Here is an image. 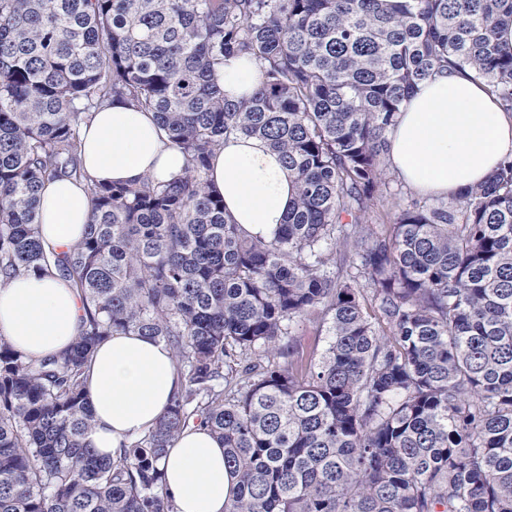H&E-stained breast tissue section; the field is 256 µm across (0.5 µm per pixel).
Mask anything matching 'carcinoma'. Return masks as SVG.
I'll use <instances>...</instances> for the list:
<instances>
[{"instance_id":"carcinoma-1","label":"carcinoma","mask_w":512,"mask_h":512,"mask_svg":"<svg viewBox=\"0 0 512 512\" xmlns=\"http://www.w3.org/2000/svg\"><path fill=\"white\" fill-rule=\"evenodd\" d=\"M509 25L512 0H0V281L52 272L85 308L58 356L0 338V512H176L158 463L191 424L224 444L225 512H512V159L369 229L421 82L466 67L512 112ZM230 57L260 64L238 99ZM114 101L184 169L89 183L83 239L47 249L40 189L87 178L81 128ZM233 135L297 184L269 240L209 186ZM115 333L169 347L180 386L110 459L84 442L85 370ZM291 335L297 337L309 350L317 346L318 353L322 352L327 344V334L324 328L317 324L302 320L292 324ZM318 336L319 341H318ZM316 338V341H315Z\"/></svg>"}]
</instances>
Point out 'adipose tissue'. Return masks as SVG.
<instances>
[{
    "label": "adipose tissue",
    "instance_id": "1",
    "mask_svg": "<svg viewBox=\"0 0 512 512\" xmlns=\"http://www.w3.org/2000/svg\"><path fill=\"white\" fill-rule=\"evenodd\" d=\"M259 66L246 57L225 59L220 82L227 96L249 93ZM81 163L86 180L60 179L40 191V231L53 249L81 239L91 217L87 180L134 183L167 180L185 166L152 113L115 101L84 127ZM391 169L418 194L449 198L490 176L512 153V113L484 84L457 71L424 81L388 135ZM209 179L235 223L250 236L272 238L295 195L292 177L262 141L230 138L213 157ZM76 291L60 278L28 275L0 286V335L33 358L70 348L81 328ZM93 414L86 443L116 456L122 442L151 430L179 386L168 348L148 337L117 334L102 342L85 373ZM159 467L176 512H224L234 480L224 448L210 431L192 426L168 448Z\"/></svg>",
    "mask_w": 512,
    "mask_h": 512
}]
</instances>
